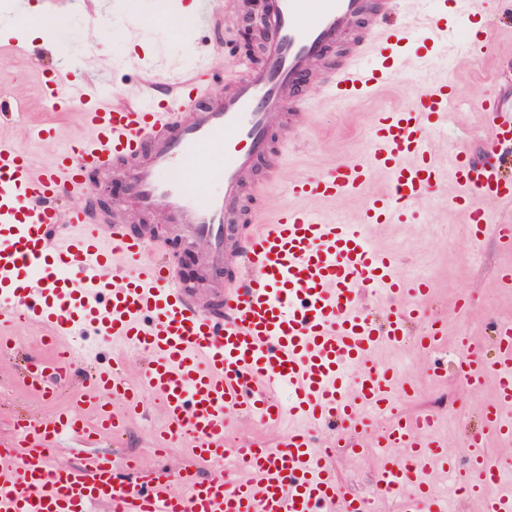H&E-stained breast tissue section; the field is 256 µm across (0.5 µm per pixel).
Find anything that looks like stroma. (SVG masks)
Segmentation results:
<instances>
[{"mask_svg":"<svg viewBox=\"0 0 512 512\" xmlns=\"http://www.w3.org/2000/svg\"><path fill=\"white\" fill-rule=\"evenodd\" d=\"M193 0H175L170 13H161L156 0H90L77 6L71 0H48L44 9L28 24L18 25L17 0H0V38L17 35L23 47L0 52V99L22 101V117L0 115V140L15 144L36 168L51 166L58 151L89 136L80 105L57 110L45 102L43 83L48 69L64 65L89 86L91 95L113 102H134L145 94L163 91L171 75L179 73L187 50H206L209 36L203 31L177 33L165 22L166 16L188 14ZM224 40L221 53L213 54V70L208 77V96H223L240 76L241 65L258 60V52L243 45L245 29L241 9L223 13ZM420 40L403 48L398 71L370 94L353 101L329 99L316 90L315 82L301 86L300 92L311 106L293 121L294 134L284 137L283 121L272 129V147L284 155L282 179L314 175L337 161L366 152L371 124L377 113L408 106L425 89L427 80L445 75L452 82L455 107L440 129L429 132L428 142L440 164H447L455 146L466 144L475 157L490 150L485 127L488 114L483 106L496 98L512 100V17L494 19L491 38L484 53L455 44L428 53L418 61L415 50ZM54 129L52 141L44 142L36 132L42 126ZM89 187L70 195L68 202L97 213L117 211L128 200L123 175H116L110 196H99L92 187L97 173H89ZM452 183L442 184L430 198L414 207L415 215L404 224L371 226L367 235L374 248L392 253L396 270L402 275L422 277L434 284L426 301L430 317L446 320L448 333L438 349L424 352L419 347L423 324L409 322L404 341L384 345L373 353L375 362L395 366L413 395L398 397L397 412L433 413L437 422L430 439L444 444L448 453L462 456L479 428L494 381L486 379L482 390L466 393L456 372L460 358L457 340L471 337L484 352H492L494 322L512 319V290L502 288L499 274L512 267V252H504L494 229H487L480 241H473L468 218L452 198ZM469 306H461L463 298ZM41 332L33 325L20 327L13 348L0 355V442L15 433L20 420H54L69 408L84 387L81 374H74L52 399L42 398L27 385L26 372L32 359L45 348ZM92 362L105 364L122 358L125 380L139 379L143 357L125 350L109 339L89 337ZM157 400H149L146 418L132 421L118 439L102 438L85 443L74 438L58 442L55 462L77 465L96 455L112 457L115 463L136 461L143 470L166 464L172 471L187 470L206 476L209 467L199 462L190 448L176 444L166 457L155 455L151 447L153 429L162 421ZM329 464L349 496L370 498L373 512H401L402 499L379 494L377 474L386 452L374 447L371 431L348 434L334 443Z\"/></svg>","mask_w":512,"mask_h":512,"instance_id":"35a3bbf8","label":"stroma"}]
</instances>
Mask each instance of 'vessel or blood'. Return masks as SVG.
I'll return each mask as SVG.
<instances>
[{
    "label": "vessel or blood",
    "instance_id": "b4317fda",
    "mask_svg": "<svg viewBox=\"0 0 512 512\" xmlns=\"http://www.w3.org/2000/svg\"><path fill=\"white\" fill-rule=\"evenodd\" d=\"M429 2L430 9L404 17L398 0H272L262 62L209 102L204 56L192 78L134 104L100 102L67 74L45 78L52 107L86 105L90 135L41 170L0 140V348L21 323L41 328L52 359L49 368L34 365L30 378L44 396L84 367L85 358L67 342L76 333L119 341L145 355L146 366L136 386L120 379L117 368L89 370L93 425L76 411L16 425L15 439L0 446V512H91L98 504L112 512H317L321 506L368 512V502L349 497L326 468L313 433L331 422L349 431L384 415L389 421L374 445L400 454L384 462L377 486L407 494L405 512H447L444 493L421 478L432 465L483 501L482 512H512V496L485 494L493 459L484 449L485 433L512 439V422L501 415L512 406V321L497 324L495 357L469 337L459 339L467 355L458 369L464 384L476 391L487 375L497 379L482 430L470 438L461 465L426 441L435 415L393 416L395 395L407 392V384L396 369L370 360L380 345L402 342L408 320L423 321L426 351L440 346L447 324L426 316L431 281L397 276L393 256L370 247L366 225L407 221L414 202L449 179L474 234L487 229L488 205L512 206V174L501 162L473 160L463 149L447 170L428 146L426 132L445 123L453 101L447 78L432 80L411 105L379 113L364 155L289 182L287 193L297 198L367 195L359 223L336 224L285 205L270 221L250 225L237 248L226 237L248 175L261 162L268 174L279 168L270 129L305 106L297 94L303 74L315 72L331 96H361L390 78L383 56L409 43L415 28L426 30L432 46L450 45L449 4L468 26L490 9L488 0ZM206 23L221 36L219 0H196L193 25ZM340 42L345 53L327 56ZM492 109L491 141L511 142L512 113L497 103ZM92 170L122 171L138 208L167 215L205 244L210 270L238 269L219 314L200 308L157 239L101 223L85 209L61 208ZM381 172L388 188L371 194ZM364 289L394 298L383 324L359 305ZM284 385L293 391L286 406L276 397ZM146 393L166 417L159 448L186 443L211 465L209 476L158 469L139 485L119 480L108 457L54 463L60 436L124 434L143 414ZM235 414L262 424L290 417L301 425L273 448L232 444L227 420Z\"/></svg>",
    "mask_w": 512,
    "mask_h": 512
}]
</instances>
